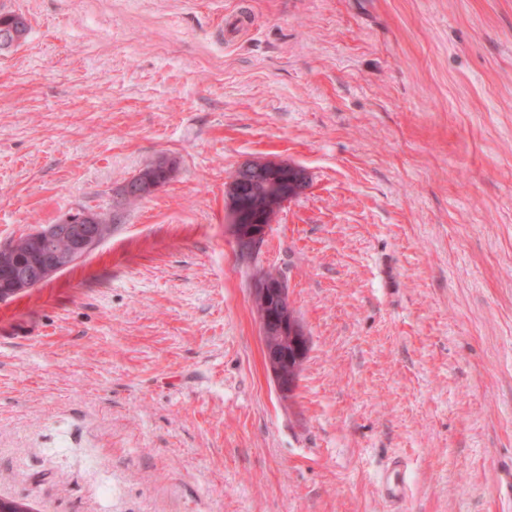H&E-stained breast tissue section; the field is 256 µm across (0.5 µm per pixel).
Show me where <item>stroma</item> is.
<instances>
[{
	"label": "stroma",
	"instance_id": "1",
	"mask_svg": "<svg viewBox=\"0 0 512 512\" xmlns=\"http://www.w3.org/2000/svg\"><path fill=\"white\" fill-rule=\"evenodd\" d=\"M0 248L96 250L0 299V498L35 512H512V0H0ZM246 14L243 28L227 22ZM171 180L129 204L159 157ZM303 169L257 260L233 174ZM309 340L278 392L253 281ZM2 27H6L9 34L13 31L16 37L10 36V42H4L0 39L1 49L21 45L26 40L30 29L28 19L23 14L16 13H0V33L3 32L2 35L8 37ZM102 223L101 229L98 225V219ZM102 233L103 239L112 232L111 213H97L91 211H76L62 216L54 224H46L39 232L35 244L40 249V264L34 271L22 269L13 265L9 268L4 267L9 280L14 282V288L4 284L2 268L0 269V289L11 288L17 293L27 289L28 280L33 277L41 279L42 283L49 280L60 271L70 268L75 263V257L71 252L57 250L54 244L57 239L56 247L62 250H72V240L77 246L86 252L92 251L99 239V233ZM66 238V239H63ZM70 238V239H68ZM407 466L403 461H394L385 471L381 481V492L393 503H403L406 499Z\"/></svg>",
	"mask_w": 512,
	"mask_h": 512
}]
</instances>
